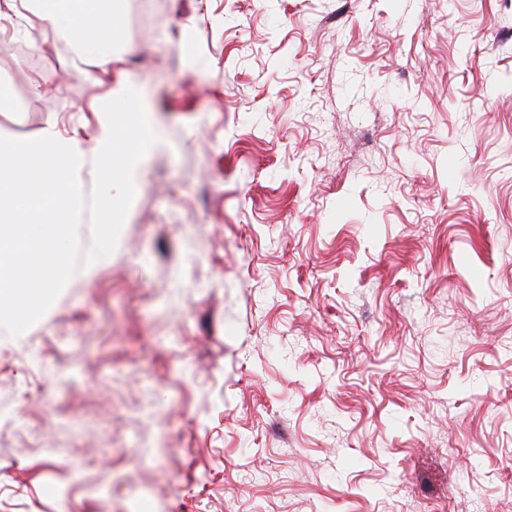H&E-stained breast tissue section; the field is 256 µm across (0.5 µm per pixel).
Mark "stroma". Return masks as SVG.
I'll use <instances>...</instances> for the list:
<instances>
[{"label":"stroma","mask_w":512,"mask_h":512,"mask_svg":"<svg viewBox=\"0 0 512 512\" xmlns=\"http://www.w3.org/2000/svg\"><path fill=\"white\" fill-rule=\"evenodd\" d=\"M116 14L108 63L0 51V136L95 156L129 85L161 135L0 333V512H512V0Z\"/></svg>","instance_id":"stroma-1"}]
</instances>
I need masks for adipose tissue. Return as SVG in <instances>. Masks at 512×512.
<instances>
[{"instance_id": "adipose-tissue-1", "label": "adipose tissue", "mask_w": 512, "mask_h": 512, "mask_svg": "<svg viewBox=\"0 0 512 512\" xmlns=\"http://www.w3.org/2000/svg\"><path fill=\"white\" fill-rule=\"evenodd\" d=\"M36 9L51 20L55 37L72 44L77 60L103 53L101 32L113 14L112 0H37Z\"/></svg>"}]
</instances>
